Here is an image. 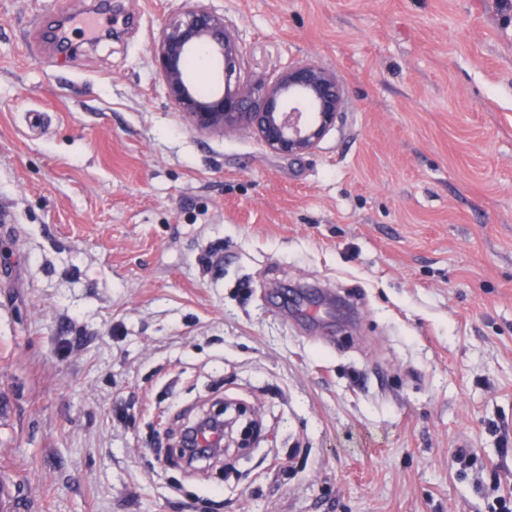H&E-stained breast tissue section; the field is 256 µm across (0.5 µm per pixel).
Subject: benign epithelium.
Here are the masks:
<instances>
[{
  "instance_id": "7a95c632",
  "label": "benign epithelium",
  "mask_w": 512,
  "mask_h": 512,
  "mask_svg": "<svg viewBox=\"0 0 512 512\" xmlns=\"http://www.w3.org/2000/svg\"><path fill=\"white\" fill-rule=\"evenodd\" d=\"M207 49L221 65L219 88L203 92L191 78L189 61ZM238 38L224 16L205 0H186L170 16L154 43L153 56L170 101L202 133L245 127L270 153L298 156L317 148L336 125L344 88L336 72L311 61L290 63L270 80L251 83L240 74Z\"/></svg>"
}]
</instances>
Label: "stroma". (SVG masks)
<instances>
[{
    "label": "stroma",
    "instance_id": "1",
    "mask_svg": "<svg viewBox=\"0 0 512 512\" xmlns=\"http://www.w3.org/2000/svg\"><path fill=\"white\" fill-rule=\"evenodd\" d=\"M0 0V467L29 512H492L512 496V0H206L256 82L334 70L280 157L200 133L153 44L184 0ZM358 306L337 326L288 288ZM254 447L189 469L217 403ZM472 448L470 464L453 452Z\"/></svg>",
    "mask_w": 512,
    "mask_h": 512
}]
</instances>
